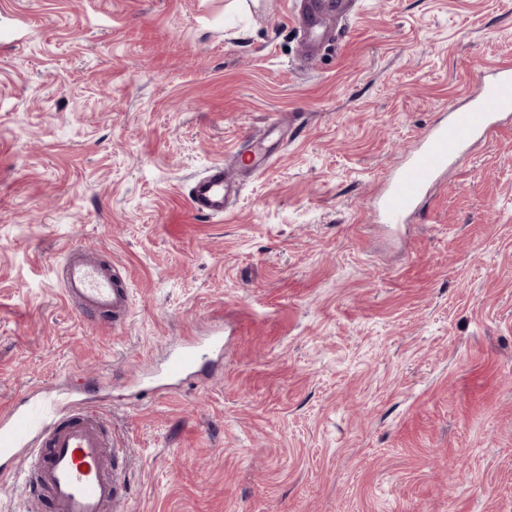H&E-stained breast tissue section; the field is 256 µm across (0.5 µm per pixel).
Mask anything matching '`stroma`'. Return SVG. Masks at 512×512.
I'll list each match as a JSON object with an SVG mask.
<instances>
[{
    "label": "stroma",
    "instance_id": "35a3bbf8",
    "mask_svg": "<svg viewBox=\"0 0 512 512\" xmlns=\"http://www.w3.org/2000/svg\"><path fill=\"white\" fill-rule=\"evenodd\" d=\"M295 0H0V414L73 376L124 444V512H512V122L400 230L384 180L512 0H356L313 70ZM281 121L222 220L190 186ZM91 252L130 289L82 323ZM224 355L149 393L171 347ZM60 282L64 295L88 324L97 326L100 317H111L115 327L128 319L129 289L110 266L69 252Z\"/></svg>",
    "mask_w": 512,
    "mask_h": 512
}]
</instances>
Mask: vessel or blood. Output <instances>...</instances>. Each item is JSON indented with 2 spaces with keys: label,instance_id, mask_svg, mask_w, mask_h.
Here are the masks:
<instances>
[{
  "label": "vessel or blood",
  "instance_id": "obj_1",
  "mask_svg": "<svg viewBox=\"0 0 512 512\" xmlns=\"http://www.w3.org/2000/svg\"><path fill=\"white\" fill-rule=\"evenodd\" d=\"M350 0H301L293 18L307 49L308 62H315L320 45L333 33L332 23L346 15ZM512 114V63L485 67L478 91L465 105L449 104L447 112L422 136L418 146L386 179L377 199V210L386 224H400L416 212L439 177L462 165L475 142L489 140L504 116ZM282 130L280 122L268 124L265 132L249 139L247 152L252 170L266 168L272 150L270 140ZM237 187L223 164L211 166L196 177L189 190L193 212L214 217L224 214ZM63 291L81 317L90 325L111 318L113 325L126 322L130 294L125 283L101 262L67 255L61 278ZM221 332L208 340L184 341L165 364L164 380L152 385V393L173 380L185 383L197 377L223 352ZM76 398L32 395L0 417V476L13 477L11 468L26 458L25 486L32 512H120L123 475L110 461L117 443L105 429L101 416L92 412L79 396L86 387L74 380Z\"/></svg>",
  "mask_w": 512,
  "mask_h": 512
}]
</instances>
